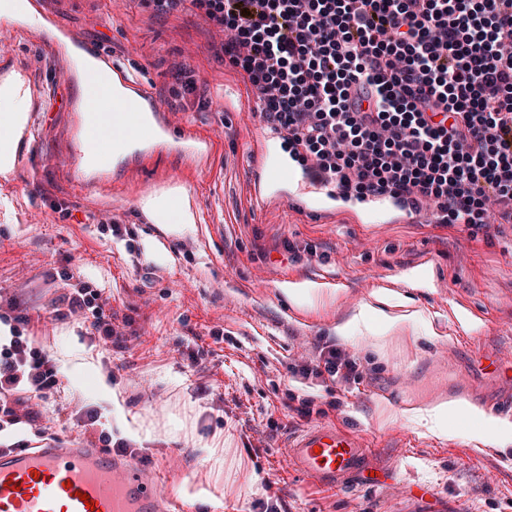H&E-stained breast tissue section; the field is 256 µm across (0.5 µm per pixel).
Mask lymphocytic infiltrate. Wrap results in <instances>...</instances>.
I'll return each mask as SVG.
<instances>
[{
    "mask_svg": "<svg viewBox=\"0 0 512 512\" xmlns=\"http://www.w3.org/2000/svg\"><path fill=\"white\" fill-rule=\"evenodd\" d=\"M230 30L225 47L264 94L262 114L343 194L438 201L449 223L487 199L512 223V0H194ZM68 310L120 332L97 290ZM57 369L12 328L0 347V414L42 434L25 400Z\"/></svg>",
    "mask_w": 512,
    "mask_h": 512,
    "instance_id": "obj_1",
    "label": "lymphocytic infiltrate"
}]
</instances>
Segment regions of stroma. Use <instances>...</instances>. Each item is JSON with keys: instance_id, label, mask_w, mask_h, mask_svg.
Instances as JSON below:
<instances>
[{"instance_id": "obj_1", "label": "stroma", "mask_w": 512, "mask_h": 512, "mask_svg": "<svg viewBox=\"0 0 512 512\" xmlns=\"http://www.w3.org/2000/svg\"><path fill=\"white\" fill-rule=\"evenodd\" d=\"M39 2L151 84L177 145L86 176L64 62L35 30L0 38L27 78L33 130L13 172L0 175V315L26 316L25 335L53 357L59 379L30 399L53 424L46 436L26 434V447L108 431L187 512H266L274 495L278 512H512V444L479 443L484 422L458 416L443 391L460 375L493 389L481 351L512 362V224L494 221L495 202L476 229L427 206L356 196L322 205L297 191L303 164L229 64L227 32L192 0L170 12L153 0ZM286 161L288 181L254 207V187ZM171 184L196 213L178 232L140 205ZM304 283L334 302L294 305L284 289ZM84 284L100 289L121 342L69 313L66 296ZM381 288L421 312L404 324L408 349L380 320L357 319ZM325 346L354 361L357 377L292 374ZM299 398L369 440L364 473L314 488L289 470L288 438L308 425ZM90 412L98 422L88 430Z\"/></svg>"}]
</instances>
